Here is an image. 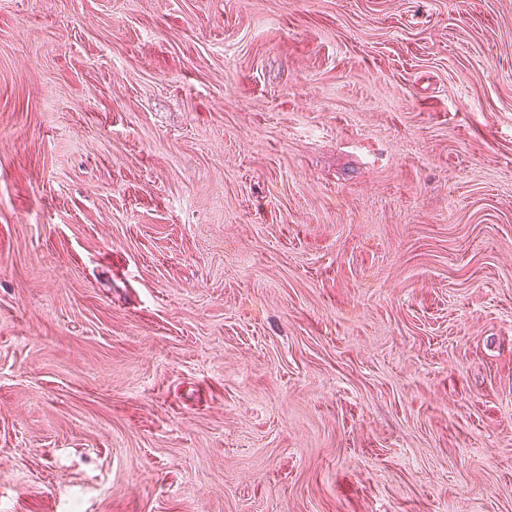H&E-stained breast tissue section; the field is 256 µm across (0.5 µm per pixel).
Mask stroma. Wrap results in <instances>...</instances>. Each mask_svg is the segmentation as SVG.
<instances>
[{"label":"stroma","mask_w":512,"mask_h":512,"mask_svg":"<svg viewBox=\"0 0 512 512\" xmlns=\"http://www.w3.org/2000/svg\"><path fill=\"white\" fill-rule=\"evenodd\" d=\"M0 512H512V0H0Z\"/></svg>","instance_id":"obj_1"}]
</instances>
